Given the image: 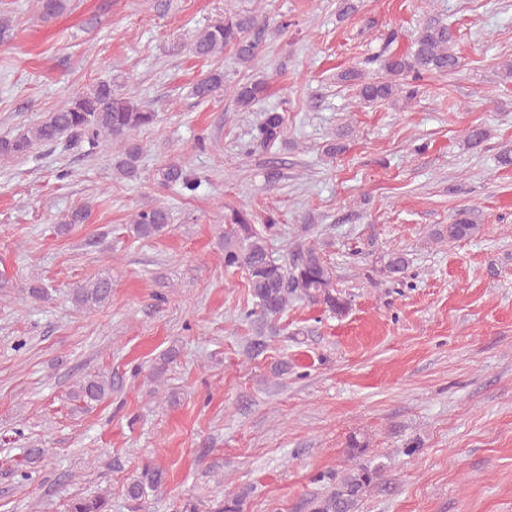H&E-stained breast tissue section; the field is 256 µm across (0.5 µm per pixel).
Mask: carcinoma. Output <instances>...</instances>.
Wrapping results in <instances>:
<instances>
[{"instance_id":"1","label":"carcinoma","mask_w":512,"mask_h":512,"mask_svg":"<svg viewBox=\"0 0 512 512\" xmlns=\"http://www.w3.org/2000/svg\"><path fill=\"white\" fill-rule=\"evenodd\" d=\"M68 0H40V14L45 20L59 17L67 9ZM235 49L242 65L253 64L263 51L261 31L257 17L226 15L201 30L192 38L191 52L200 58H210L224 52V47ZM454 34L448 24L436 20L423 23L409 53L398 51L380 60L378 73L371 80L357 69H345L337 74L339 81L356 86L357 96L364 103L386 101L398 93L406 92L412 99L417 90L414 82L425 74H452L459 66V57L453 49ZM411 79L406 86L403 80ZM231 92L236 105L249 109L268 92L264 81H253L228 88L224 71L215 68L200 77L193 93L207 101L220 92ZM157 113L151 107L136 101L123 91L116 81H99L77 93L39 123L15 135L0 136V157L21 158L36 145H47L65 138L75 145L86 144L93 151L107 138L128 140L142 128L152 125ZM284 137V116L279 112H266L256 127L253 147L267 153L278 148ZM142 150L135 143H126L123 151L113 158V168L126 178H138ZM159 184L178 185L181 190L193 192L197 183L180 162H170L158 170ZM88 217V206L72 209L60 225L67 231L74 224H82ZM224 269L245 273L252 300L248 316L273 320L288 311L295 299L305 300L334 315H342L349 308L348 299L336 288L335 266L314 248H297L293 260L286 264L275 258L269 248L266 234L253 224L251 215L233 210L225 216ZM169 214L163 208L138 212L128 225L132 236L138 239L162 235L168 228ZM477 225L464 213L457 214L446 227L448 240L461 241L473 236ZM380 266L373 269L378 275L392 277L403 274L409 261L405 254L392 251L379 258ZM112 296V281L98 277L84 286L73 289V301L81 308L92 309L106 303ZM112 383L96 375L79 379L71 391V398L90 408L100 402ZM383 466L358 465L348 469L341 477L325 473L322 480L330 481L327 491L309 502L310 512H356L359 501L367 493L381 486ZM165 481L164 470L147 461L139 467L137 475L127 484L125 498L129 512H142L149 494ZM246 495L226 497L212 512H244ZM67 512H110L109 499L104 494L72 496Z\"/></svg>"}]
</instances>
